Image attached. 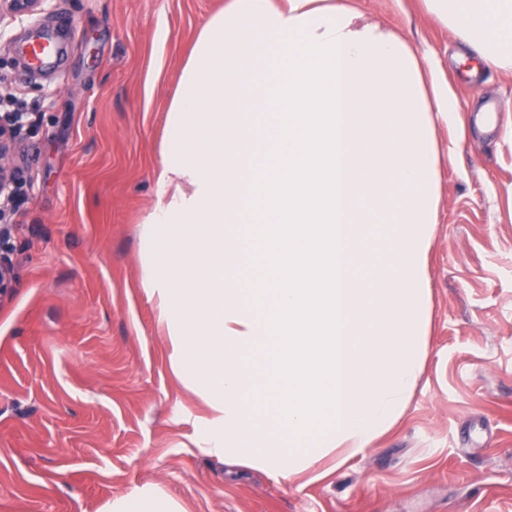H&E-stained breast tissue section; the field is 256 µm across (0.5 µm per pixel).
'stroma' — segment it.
<instances>
[{"instance_id": "1", "label": "stroma", "mask_w": 512, "mask_h": 512, "mask_svg": "<svg viewBox=\"0 0 512 512\" xmlns=\"http://www.w3.org/2000/svg\"><path fill=\"white\" fill-rule=\"evenodd\" d=\"M225 0H45L0 25V113L30 125L0 300V512H102L153 487L184 512H512V71L469 80L470 49L422 0H345L445 72L465 112L436 125L440 204L426 261V355L393 428L294 481L225 463L211 410L175 373L150 300L148 223L168 106L200 28ZM60 52L34 71L35 30ZM267 277L262 220L228 224Z\"/></svg>"}]
</instances>
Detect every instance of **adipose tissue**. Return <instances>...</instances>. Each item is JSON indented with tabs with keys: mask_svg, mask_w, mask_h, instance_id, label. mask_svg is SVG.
<instances>
[{
	"mask_svg": "<svg viewBox=\"0 0 512 512\" xmlns=\"http://www.w3.org/2000/svg\"><path fill=\"white\" fill-rule=\"evenodd\" d=\"M486 65L512 67V0H424ZM448 81L393 32L341 0H228L200 29L168 107L174 139L154 217L160 318L174 367L206 399L210 454L296 480L345 463L398 419L424 354V266L439 206L433 125L460 112ZM258 125L247 124V116ZM268 224L259 318L224 271L241 252L224 227ZM373 266L369 285L356 258ZM271 366L261 447L244 354ZM327 421L321 447L304 442ZM105 512H182L152 490Z\"/></svg>",
	"mask_w": 512,
	"mask_h": 512,
	"instance_id": "adipose-tissue-1",
	"label": "adipose tissue"
}]
</instances>
